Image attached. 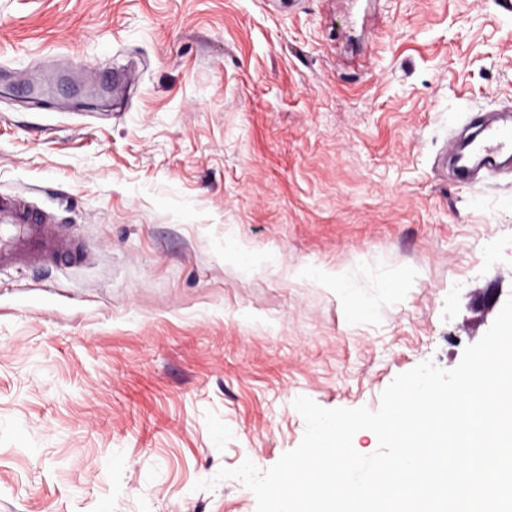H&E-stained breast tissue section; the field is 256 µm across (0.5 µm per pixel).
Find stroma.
<instances>
[{
	"label": "stroma",
	"mask_w": 512,
	"mask_h": 512,
	"mask_svg": "<svg viewBox=\"0 0 512 512\" xmlns=\"http://www.w3.org/2000/svg\"><path fill=\"white\" fill-rule=\"evenodd\" d=\"M506 103L504 0H0V193L90 253L0 271V512H256L216 475L296 448V397L455 368L512 177L439 160Z\"/></svg>",
	"instance_id": "1"
}]
</instances>
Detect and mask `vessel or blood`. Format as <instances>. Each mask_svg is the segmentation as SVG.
Here are the masks:
<instances>
[{
	"label": "vessel or blood",
	"mask_w": 512,
	"mask_h": 512,
	"mask_svg": "<svg viewBox=\"0 0 512 512\" xmlns=\"http://www.w3.org/2000/svg\"><path fill=\"white\" fill-rule=\"evenodd\" d=\"M475 130L466 141L449 140L445 149L458 181H474L471 156H480L485 167L492 168L501 155L512 156V120L498 121L474 115ZM82 249L71 237L56 229L45 214L35 210L22 197L0 195V270L77 259Z\"/></svg>",
	"instance_id": "obj_1"
}]
</instances>
